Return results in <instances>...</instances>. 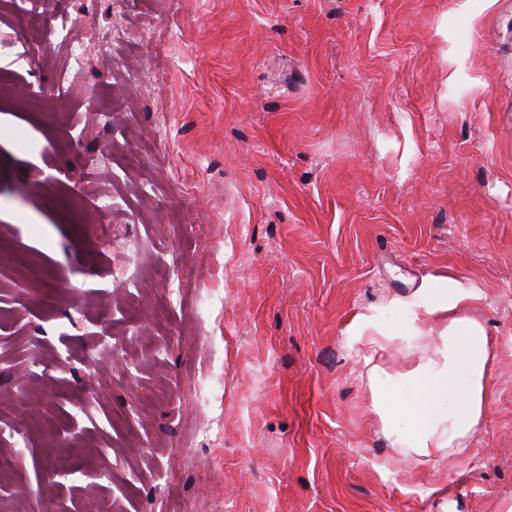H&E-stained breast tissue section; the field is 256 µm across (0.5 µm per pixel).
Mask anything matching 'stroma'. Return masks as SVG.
I'll return each instance as SVG.
<instances>
[{"instance_id": "1", "label": "stroma", "mask_w": 512, "mask_h": 512, "mask_svg": "<svg viewBox=\"0 0 512 512\" xmlns=\"http://www.w3.org/2000/svg\"><path fill=\"white\" fill-rule=\"evenodd\" d=\"M430 275L497 350L479 441L418 465L345 328ZM0 307L32 512H512V0H47L24 33L0 0Z\"/></svg>"}]
</instances>
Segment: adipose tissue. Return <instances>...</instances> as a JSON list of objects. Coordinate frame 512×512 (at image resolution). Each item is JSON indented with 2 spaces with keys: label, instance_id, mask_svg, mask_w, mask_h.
<instances>
[{
  "label": "adipose tissue",
  "instance_id": "1",
  "mask_svg": "<svg viewBox=\"0 0 512 512\" xmlns=\"http://www.w3.org/2000/svg\"><path fill=\"white\" fill-rule=\"evenodd\" d=\"M481 293L470 281L431 276L394 298L407 320L392 327L375 311L356 315L346 328L367 367L372 410L382 424L401 420L395 446L416 463L442 462L464 452L483 432L488 408L487 368L494 344L479 313ZM399 336L430 340L422 357L392 367L384 361Z\"/></svg>",
  "mask_w": 512,
  "mask_h": 512
}]
</instances>
